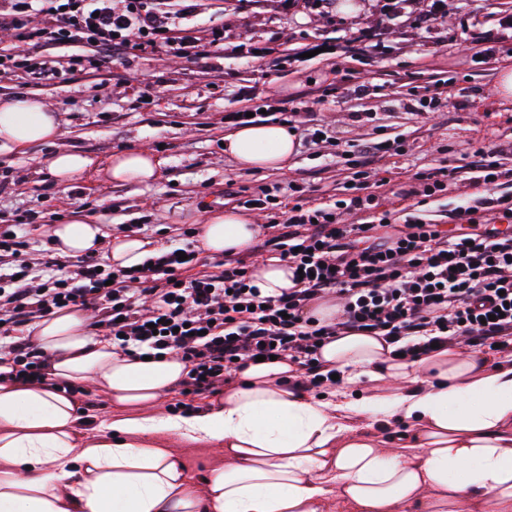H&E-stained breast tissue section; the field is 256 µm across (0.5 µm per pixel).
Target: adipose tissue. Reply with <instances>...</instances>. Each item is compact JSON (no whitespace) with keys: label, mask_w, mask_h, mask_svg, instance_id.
<instances>
[{"label":"adipose tissue","mask_w":512,"mask_h":512,"mask_svg":"<svg viewBox=\"0 0 512 512\" xmlns=\"http://www.w3.org/2000/svg\"><path fill=\"white\" fill-rule=\"evenodd\" d=\"M59 120L35 98L0 101V152L57 138ZM241 169L282 170L296 153L294 131L247 124L224 137ZM160 160L145 150L113 156L112 182L148 184ZM253 216H207L200 244L210 254L248 249ZM58 252L97 253L98 224L53 225ZM46 358L43 382L16 379L0 358V512H512V362L454 344L416 364L389 359L390 345L364 332L321 350L345 383L367 376L360 399L345 391L316 399L297 385L288 361L249 364L236 383L199 410L177 414L164 398L184 380L174 355L145 361L96 335L84 309L61 310L35 325ZM102 387L120 416L82 425L67 385ZM398 417L414 432L396 452L344 416ZM166 433L222 451L224 465L198 482L183 459L160 447Z\"/></svg>","instance_id":"1"}]
</instances>
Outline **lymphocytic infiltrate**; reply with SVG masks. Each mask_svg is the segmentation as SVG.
Segmentation results:
<instances>
[{
    "label": "lymphocytic infiltrate",
    "mask_w": 512,
    "mask_h": 512,
    "mask_svg": "<svg viewBox=\"0 0 512 512\" xmlns=\"http://www.w3.org/2000/svg\"><path fill=\"white\" fill-rule=\"evenodd\" d=\"M8 2L1 22L23 43L40 34L60 45L134 43L179 58L202 55L195 30L176 27L171 0H122L118 7L112 0H40L37 9L33 0ZM342 210L372 211L376 218L342 224ZM491 212L512 220V208L491 196L455 207L466 223L453 230L416 217L393 223L368 195H350L331 208L294 205L267 244L304 275L274 297L252 285L239 252L227 255L220 271L190 277L198 261V230L190 227L185 242L160 248L138 269L104 270L90 256L65 277L0 286V348L18 372L41 378L45 359L20 329L67 307H93L97 329L124 352L180 357L188 395L221 389L259 355L288 359L302 371L305 390L316 392L331 381L319 349L352 331L396 345L407 363L421 361L433 344L458 340L488 353L512 351V230L484 224ZM26 253L16 231H0V270L17 265L26 274L56 263L46 252L27 261ZM133 283L142 284L141 294L130 292ZM328 296L339 307L332 321L308 315L311 304Z\"/></svg>",
    "instance_id": "f902f5d3"
}]
</instances>
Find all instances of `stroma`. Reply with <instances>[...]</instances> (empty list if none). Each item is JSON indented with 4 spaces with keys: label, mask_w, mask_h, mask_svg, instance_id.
<instances>
[{
    "label": "stroma",
    "mask_w": 512,
    "mask_h": 512,
    "mask_svg": "<svg viewBox=\"0 0 512 512\" xmlns=\"http://www.w3.org/2000/svg\"><path fill=\"white\" fill-rule=\"evenodd\" d=\"M176 24L211 42L205 58L46 42L40 59L64 70L54 84L21 70L0 77L1 100L35 97L60 112L55 141L0 155V226L26 215L19 233L30 253L52 249L49 225L77 214L112 236L136 224L154 246L178 243L181 227L239 208L230 183L274 195L255 213L270 224L295 204L343 197L361 152L388 180L363 181L365 193L400 221L412 214L445 225L461 200L512 199V182L478 185L469 167L482 147L512 168V96L496 89L512 67V0H357L345 13L333 0H194ZM73 58L92 65L67 69ZM256 110L290 119L298 146L287 169L249 172L225 155L234 113ZM394 138L400 151H385ZM64 149L92 164L63 187L47 161ZM135 150L157 153L158 179L112 183V156ZM443 166L446 189L424 196L417 174Z\"/></svg>",
    "instance_id": "1"
}]
</instances>
